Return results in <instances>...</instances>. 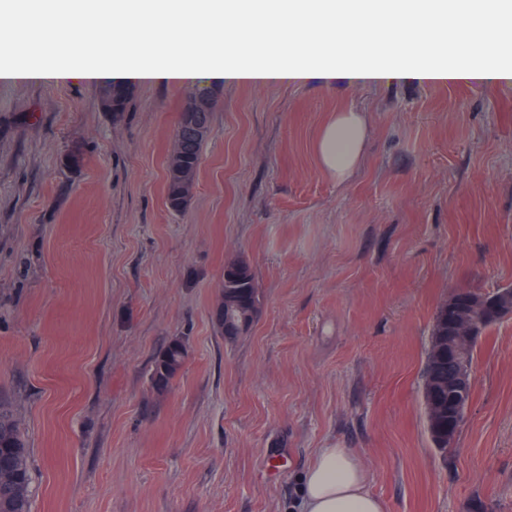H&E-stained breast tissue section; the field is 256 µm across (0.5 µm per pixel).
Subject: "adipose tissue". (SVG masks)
<instances>
[{
  "instance_id": "adipose-tissue-1",
  "label": "adipose tissue",
  "mask_w": 512,
  "mask_h": 512,
  "mask_svg": "<svg viewBox=\"0 0 512 512\" xmlns=\"http://www.w3.org/2000/svg\"><path fill=\"white\" fill-rule=\"evenodd\" d=\"M460 10L471 26L433 49L434 28ZM484 11V0H40L0 28V80H81L101 87L459 79L511 84L512 42L504 39L500 23H483ZM47 17L56 19L65 40L88 29L96 36L50 58L21 56L11 31L43 33ZM280 18L284 26L261 52L224 38L227 24L275 25ZM377 26L386 29V38L366 45V34ZM147 28L161 36L143 52L133 37ZM368 133L363 113H337L315 143L320 168L346 180ZM300 512H386V505L369 491L367 472L352 449L321 448L303 479Z\"/></svg>"
}]
</instances>
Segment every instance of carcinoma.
<instances>
[{
	"mask_svg": "<svg viewBox=\"0 0 512 512\" xmlns=\"http://www.w3.org/2000/svg\"><path fill=\"white\" fill-rule=\"evenodd\" d=\"M127 87L114 84L109 92V106L114 112L123 111ZM212 113L182 112L179 118L176 139L181 151L178 162L167 165L166 201L170 209L182 210L186 202L180 192L178 167H197L201 149L209 131ZM259 295L255 275L244 262L231 260L224 265V282L220 298L212 310V322L216 331L227 339L247 334L259 312ZM448 335V317L443 307H438L431 334L423 374V399H428L433 381L441 372L448 370L447 351L441 348L444 336ZM188 356L187 341L182 336L170 339L154 358L150 382L159 393L167 391L172 381L182 370ZM427 427L432 442L439 451L448 452V417L440 416L430 406H425ZM0 451L6 459L0 464V512H30L31 472L29 455L19 419L13 404L0 398Z\"/></svg>",
	"mask_w": 512,
	"mask_h": 512,
	"instance_id": "obj_1",
	"label": "carcinoma"
}]
</instances>
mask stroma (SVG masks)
Segmentation results:
<instances>
[{"label": "stroma", "instance_id": "35a3bbf8", "mask_svg": "<svg viewBox=\"0 0 512 512\" xmlns=\"http://www.w3.org/2000/svg\"><path fill=\"white\" fill-rule=\"evenodd\" d=\"M187 206L167 160L192 87L0 81V396L31 512H294L321 448H350L387 512H512V317L479 342L447 452L423 370L438 307L512 286V85L224 84ZM363 160L319 167L328 117ZM261 308L225 340L228 260ZM185 337L164 394L149 372ZM368 133L363 113L336 112L315 143L320 168L336 181H345L360 163ZM239 302H252L250 309L241 311L236 319L228 322L226 309L234 307L232 299ZM259 295L255 275L244 262L231 260L224 265V282L220 291V298L212 310V322L216 331L226 339H234L247 334L252 328L259 312Z\"/></svg>", "mask_w": 512, "mask_h": 512}]
</instances>
